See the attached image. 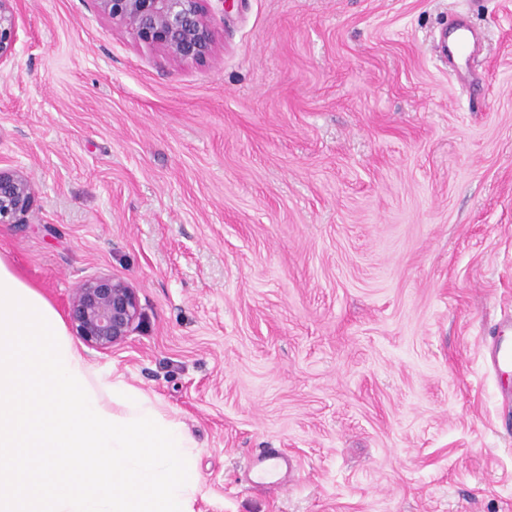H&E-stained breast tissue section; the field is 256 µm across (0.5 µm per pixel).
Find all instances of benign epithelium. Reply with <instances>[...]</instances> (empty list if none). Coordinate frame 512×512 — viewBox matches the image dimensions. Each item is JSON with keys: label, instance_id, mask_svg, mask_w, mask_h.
Segmentation results:
<instances>
[{"label": "benign epithelium", "instance_id": "obj_1", "mask_svg": "<svg viewBox=\"0 0 512 512\" xmlns=\"http://www.w3.org/2000/svg\"><path fill=\"white\" fill-rule=\"evenodd\" d=\"M17 0H0V63L14 50ZM102 15L128 30L139 42L168 57L200 62L212 52L214 34L209 0H92ZM35 188L21 170L0 166V224H25ZM134 289L124 280L101 274L83 281L70 302L76 334L88 345L108 351L126 342L139 319Z\"/></svg>", "mask_w": 512, "mask_h": 512}]
</instances>
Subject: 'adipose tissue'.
I'll use <instances>...</instances> for the list:
<instances>
[{"mask_svg":"<svg viewBox=\"0 0 512 512\" xmlns=\"http://www.w3.org/2000/svg\"><path fill=\"white\" fill-rule=\"evenodd\" d=\"M67 360L71 369L83 374L104 412L127 419L141 417L149 410H160V403L148 392L129 384L122 377L111 376L95 368L78 347H71Z\"/></svg>","mask_w":512,"mask_h":512,"instance_id":"adipose-tissue-1","label":"adipose tissue"}]
</instances>
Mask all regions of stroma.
<instances>
[{"label":"stroma","instance_id":"stroma-1","mask_svg":"<svg viewBox=\"0 0 512 512\" xmlns=\"http://www.w3.org/2000/svg\"><path fill=\"white\" fill-rule=\"evenodd\" d=\"M8 255L59 311L106 273L90 361L197 437L195 512H512V0H210L204 61L92 0H17ZM474 58L434 50L452 21ZM262 448L293 459L278 491ZM35 188L21 170L0 163V224H24L31 211ZM139 317L134 289L111 274L84 280L70 302V319L77 336L102 351L125 343ZM288 459L284 453L274 448H268L259 453L254 468L258 476L264 480L265 485L270 488H278L282 481L277 477V472L283 463L287 464Z\"/></svg>","mask_w":512,"mask_h":512}]
</instances>
